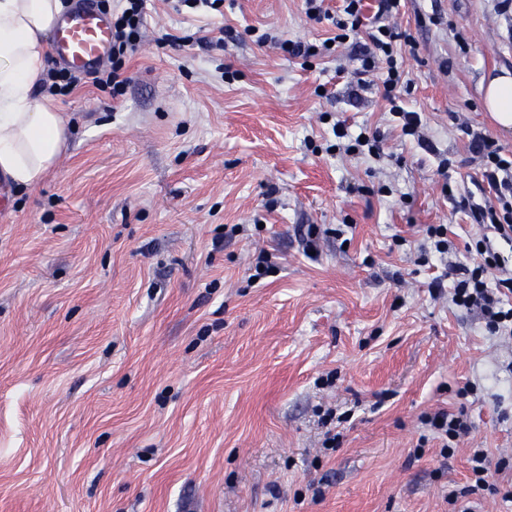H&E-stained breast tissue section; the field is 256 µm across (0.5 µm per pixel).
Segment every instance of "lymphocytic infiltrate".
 <instances>
[{"label": "lymphocytic infiltrate", "instance_id": "obj_1", "mask_svg": "<svg viewBox=\"0 0 512 512\" xmlns=\"http://www.w3.org/2000/svg\"><path fill=\"white\" fill-rule=\"evenodd\" d=\"M323 2L305 0L306 13L317 21L331 20L337 29L331 44L317 46L281 40L266 32L256 36V43L279 46L289 56L298 59L304 68L308 67L311 57L328 52L330 47H348L350 55L360 62L358 87H366L367 76L379 77L403 135L418 136L422 125L420 113L399 103L400 92L408 88L409 83L397 57V44L408 41L409 36L386 22L387 17L399 14L401 0H377V14L385 19L381 25L367 24L365 0H342L341 13L335 17L324 10ZM98 4L103 11L112 14V55L109 61L89 77L57 65L51 67L40 81L41 88L50 94L67 95L79 85L89 83L111 96L123 95L130 81L127 63L140 49L146 0H123L121 10L116 12L112 11L110 0H98ZM470 150L484 163V193L480 198L463 201L462 207L469 210L474 224L482 230L474 241L480 261L466 266L449 260L451 243L447 227L443 224L427 226L421 260L427 263L435 259L442 266L441 273L428 285L432 297L449 293L451 303L458 309L476 314L488 333L512 338V260L497 248L501 242L512 246V156H503L487 139L480 137L472 138ZM421 422L442 439L444 453L448 456L454 453L455 441L472 431L469 416L462 408L424 414ZM469 463L472 472L470 485L461 491L450 490L449 501H457L462 494L480 496L490 493L512 502V489L503 491L489 483L492 461L485 449H473Z\"/></svg>", "mask_w": 512, "mask_h": 512}]
</instances>
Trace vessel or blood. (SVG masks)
Listing matches in <instances>:
<instances>
[{"instance_id":"b4317fda","label":"vessel or blood","mask_w":512,"mask_h":512,"mask_svg":"<svg viewBox=\"0 0 512 512\" xmlns=\"http://www.w3.org/2000/svg\"><path fill=\"white\" fill-rule=\"evenodd\" d=\"M112 30L107 16L100 13L94 0H76L53 30L50 52L68 68L85 72L96 69L108 56Z\"/></svg>"}]
</instances>
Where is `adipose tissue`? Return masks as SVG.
Here are the masks:
<instances>
[{
    "instance_id": "1",
    "label": "adipose tissue",
    "mask_w": 512,
    "mask_h": 512,
    "mask_svg": "<svg viewBox=\"0 0 512 512\" xmlns=\"http://www.w3.org/2000/svg\"><path fill=\"white\" fill-rule=\"evenodd\" d=\"M66 8L65 0H0V177L19 189L40 183L67 140L61 112L34 97L47 38ZM482 91L485 111L512 129V74L491 78Z\"/></svg>"
}]
</instances>
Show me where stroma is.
<instances>
[{"label": "stroma", "mask_w": 512, "mask_h": 512, "mask_svg": "<svg viewBox=\"0 0 512 512\" xmlns=\"http://www.w3.org/2000/svg\"><path fill=\"white\" fill-rule=\"evenodd\" d=\"M499 3L401 9L422 146L382 85L353 92L347 53L304 71L246 35L333 36L302 0L206 14L147 0L124 96L55 97L66 145L0 213V512H454L475 448L512 483V341L432 299L417 260L430 224L456 262L476 257L460 205L481 179L471 134L512 155L482 105L487 79L512 72ZM223 24L241 39L161 41ZM339 121L380 134L385 159L335 151ZM235 224L247 235L225 238ZM304 224L327 232L313 260ZM259 249L274 267L254 283ZM462 405L473 437L446 459L420 416Z\"/></svg>", "instance_id": "1"}]
</instances>
